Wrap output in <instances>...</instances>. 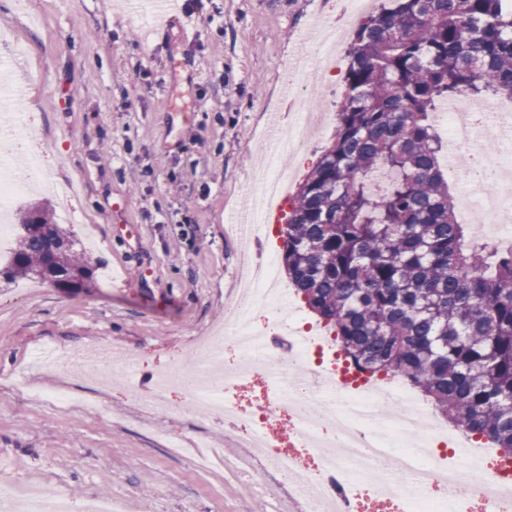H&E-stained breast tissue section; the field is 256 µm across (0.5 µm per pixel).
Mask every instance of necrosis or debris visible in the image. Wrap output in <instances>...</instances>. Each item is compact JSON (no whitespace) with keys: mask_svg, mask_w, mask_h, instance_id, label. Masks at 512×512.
Returning <instances> with one entry per match:
<instances>
[{"mask_svg":"<svg viewBox=\"0 0 512 512\" xmlns=\"http://www.w3.org/2000/svg\"><path fill=\"white\" fill-rule=\"evenodd\" d=\"M450 161L448 175L475 233L499 225V244L512 250V149L493 146L512 123V104L487 100L440 112ZM285 171L267 165L250 188L248 224L235 225L239 270L235 300L221 334L207 348L219 355L225 341L240 351L223 373L202 365L178 370L168 384L188 395L202 418H224L236 444L253 448L287 474L304 472L308 512H512V486L503 484L507 460L481 448L476 436L434 422L425 403L408 397L391 376L361 377L343 365L337 339L302 321L290 296L278 288L274 254L258 255L260 238H272L267 215L284 193ZM496 192H486L487 184ZM268 312L276 330L259 329ZM260 376L266 395L243 414L225 395Z\"/></svg>","mask_w":512,"mask_h":512,"instance_id":"4bbe7bcc","label":"necrosis or debris"}]
</instances>
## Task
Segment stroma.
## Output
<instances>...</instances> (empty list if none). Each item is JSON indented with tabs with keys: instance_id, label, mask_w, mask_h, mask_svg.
I'll return each mask as SVG.
<instances>
[{
	"instance_id": "35a3bbf8",
	"label": "stroma",
	"mask_w": 512,
	"mask_h": 512,
	"mask_svg": "<svg viewBox=\"0 0 512 512\" xmlns=\"http://www.w3.org/2000/svg\"><path fill=\"white\" fill-rule=\"evenodd\" d=\"M178 3L191 33L153 31L152 10L133 15L122 0H0V31L27 47L8 71L44 159L24 179L75 185L66 228L98 266L85 288L0 282V477L74 505L113 499L119 512H286L302 475L251 459L183 392H169V412L145 408L138 379L184 366L223 329L239 260L228 220L248 212L268 117L292 119L289 68L318 21L344 27L335 75L311 85L320 112H339L352 4ZM335 131L313 126L307 149L276 164L304 178ZM46 346L117 347L135 371L114 366L107 386L42 370L29 359ZM62 389L77 399L66 410L52 400Z\"/></svg>"
}]
</instances>
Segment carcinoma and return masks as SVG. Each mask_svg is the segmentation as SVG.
Returning <instances> with one entry per match:
<instances>
[{"instance_id":"1","label":"carcinoma","mask_w":512,"mask_h":512,"mask_svg":"<svg viewBox=\"0 0 512 512\" xmlns=\"http://www.w3.org/2000/svg\"><path fill=\"white\" fill-rule=\"evenodd\" d=\"M336 133L289 200L283 262L357 371L400 377L512 457V252L466 234L438 163L446 100H512L506 0H390L355 31ZM396 173L383 196L372 178ZM6 282L81 288L96 267L29 202Z\"/></svg>"}]
</instances>
